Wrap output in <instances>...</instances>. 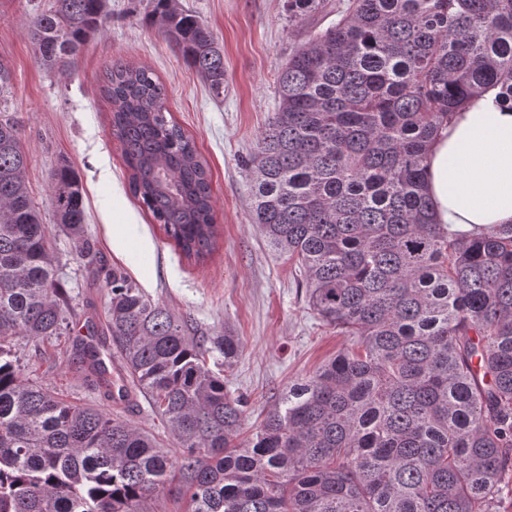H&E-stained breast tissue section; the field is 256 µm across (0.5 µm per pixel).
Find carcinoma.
<instances>
[{
	"label": "carcinoma",
	"instance_id": "1",
	"mask_svg": "<svg viewBox=\"0 0 512 512\" xmlns=\"http://www.w3.org/2000/svg\"><path fill=\"white\" fill-rule=\"evenodd\" d=\"M175 0L158 25L211 92L224 52ZM320 0H287L302 19ZM276 79L277 109L245 162L250 221L303 271L308 305L357 338L288 385L240 440L243 400L224 385L240 355L112 272L108 323L132 382L180 455L137 426L29 382L16 339L60 334L69 296L32 199L0 61V512H162L176 484L186 512H496L512 481V224L448 235L425 189L444 123L489 87L512 106V0H349ZM108 19L107 0H50L29 22L48 72L75 66ZM104 94L129 187L188 259L215 244L209 174L166 117L151 70L114 64ZM54 219L77 257L80 177L51 175ZM83 362L112 381L90 343Z\"/></svg>",
	"mask_w": 512,
	"mask_h": 512
}]
</instances>
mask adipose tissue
I'll use <instances>...</instances> for the list:
<instances>
[{
  "instance_id": "1",
  "label": "adipose tissue",
  "mask_w": 512,
  "mask_h": 512,
  "mask_svg": "<svg viewBox=\"0 0 512 512\" xmlns=\"http://www.w3.org/2000/svg\"><path fill=\"white\" fill-rule=\"evenodd\" d=\"M491 87L454 113L427 159L433 221L454 232L512 224V110Z\"/></svg>"
}]
</instances>
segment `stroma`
Here are the masks:
<instances>
[{
	"label": "stroma",
	"mask_w": 512,
	"mask_h": 512,
	"mask_svg": "<svg viewBox=\"0 0 512 512\" xmlns=\"http://www.w3.org/2000/svg\"><path fill=\"white\" fill-rule=\"evenodd\" d=\"M179 2L211 28L224 52L221 97L146 22L150 0H108L104 31L88 40L66 75L43 70L30 38L29 20L49 0H0V59L12 70L8 107L20 122L30 194L49 226L72 306L61 335L19 341L23 373L67 401L133 423L174 457L179 450L147 397L136 390L125 400L108 397L94 375L80 368L77 345L93 337L110 339L107 272L121 271L153 301L190 316L202 331L227 329L238 336L241 353L224 383L246 401V437L290 383L356 346L355 337L336 333L309 308L295 263L273 250L251 223L249 176L242 165L277 106L279 67L311 35L336 22L344 0H320L316 13L299 23L289 22L286 0ZM115 62L155 73L167 91L169 120L184 130L207 165L217 248L203 261L181 255L129 192L111 134L112 106L103 93ZM63 164L85 188V235L93 250L79 260L53 218L51 174Z\"/></svg>",
	"instance_id": "stroma-1"
}]
</instances>
